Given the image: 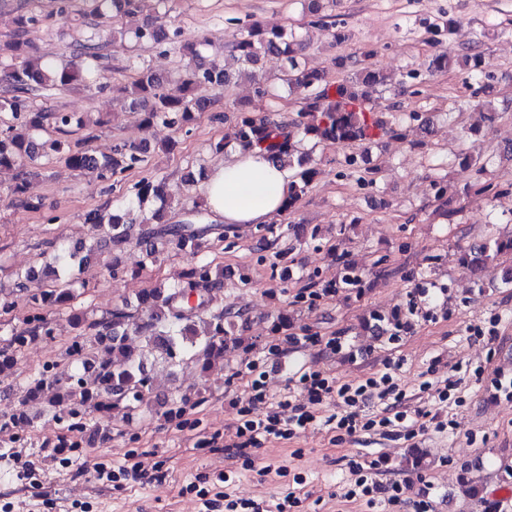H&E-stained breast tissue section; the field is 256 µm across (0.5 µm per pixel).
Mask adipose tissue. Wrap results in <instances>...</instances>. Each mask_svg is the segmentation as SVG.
<instances>
[{
	"label": "adipose tissue",
	"mask_w": 512,
	"mask_h": 512,
	"mask_svg": "<svg viewBox=\"0 0 512 512\" xmlns=\"http://www.w3.org/2000/svg\"><path fill=\"white\" fill-rule=\"evenodd\" d=\"M291 175L263 150H234L210 167L202 192L209 211L224 224H265L282 213Z\"/></svg>",
	"instance_id": "adipose-tissue-1"
}]
</instances>
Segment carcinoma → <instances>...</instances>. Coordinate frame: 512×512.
Here are the masks:
<instances>
[{"mask_svg": "<svg viewBox=\"0 0 512 512\" xmlns=\"http://www.w3.org/2000/svg\"><path fill=\"white\" fill-rule=\"evenodd\" d=\"M58 13L68 17L73 13L83 19H102L108 15L137 20L125 30L136 42L152 40L176 45L188 58L185 76L172 94L165 87L164 77L141 68L138 77L121 93L129 106L141 111L146 129L158 123L183 128L206 112L216 121L224 114L213 111L216 92L230 83L235 73L226 63L201 60L203 43L181 39L179 31H170L151 16L164 0H58ZM40 22L36 13L17 14L10 19L13 34L0 41V80L7 89L0 96V170H16L8 194L20 205L38 210L39 200L26 196V185L36 172L30 167L36 157L60 155L72 169L105 181L144 164L150 144L117 143L109 153H97L88 148L73 149L61 136L72 126L83 127V118L70 112H51L36 109L30 100L53 88H67L78 82L86 87H103L102 60L104 45L91 41L73 45L69 60L51 65L23 38L27 27ZM302 43L285 28L264 29L254 24L231 46V57L239 72L250 79L253 100L268 96L264 80L257 74L260 60L275 54L286 63L285 81L289 90L301 100L298 119L288 120L279 113L260 111L243 104L236 108L235 140L244 148H260L282 162L299 154L298 170L292 174L291 194L286 209L294 207L310 183L321 174L311 165L307 152H298L294 143L295 129L302 130L313 147L370 141L394 132L388 122L367 109V89L387 84L388 77L372 67L366 59L349 79L331 84L323 73L301 66L298 56ZM459 68L478 74L483 69V57L476 54L455 56L446 50L435 54L429 62L432 73ZM182 200L181 189L164 179L144 178L134 185L132 204L137 208L141 223L132 224L125 214L111 210L110 204L92 209L84 222L92 232V243L78 249L57 246L49 254L51 265L40 270L41 277H52L55 284L40 292H32L28 284L35 280L33 271L16 273L13 288L0 290V311L8 313L17 298L23 297L33 314L27 327L17 330L10 322L0 321V334L10 337L9 347L0 350V373L14 366L16 337L29 341L54 334L53 322L42 313L47 307H66L72 299L71 278L87 265L98 248L123 250L134 245L151 262L166 249L183 251L200 248L202 242L218 229L205 224V210L194 205L183 221L166 219V210ZM512 253V235L489 240L469 259L473 266L493 263ZM361 282L357 266L345 261L341 265L336 287H356ZM224 289V271L200 260L190 265L183 275L161 287L155 286L137 295L136 302H125L112 311L109 318L89 322L75 309L69 311L68 321L76 330L67 356L74 358V374L67 380H48L45 374L31 379L25 386L20 402L23 406L42 404L52 409L60 403L69 406L70 416H76L78 406L96 407L130 414L148 403L156 388V378L148 369L149 356L157 355L172 361L188 355L205 377L212 367L224 359L229 344L241 343L238 333L240 311H215L214 301Z\"/></svg>", "mask_w": 512, "mask_h": 512, "instance_id": "obj_1", "label": "carcinoma"}]
</instances>
